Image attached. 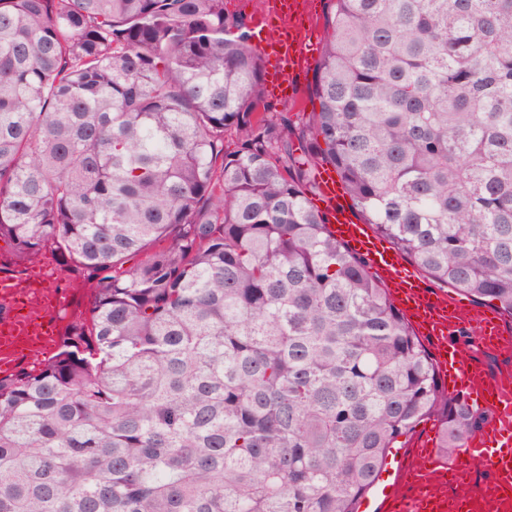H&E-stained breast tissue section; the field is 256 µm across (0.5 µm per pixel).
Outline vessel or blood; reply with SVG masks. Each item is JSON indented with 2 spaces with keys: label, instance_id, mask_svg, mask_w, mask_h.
<instances>
[{
  "label": "vessel or blood",
  "instance_id": "vessel-or-blood-1",
  "mask_svg": "<svg viewBox=\"0 0 512 512\" xmlns=\"http://www.w3.org/2000/svg\"><path fill=\"white\" fill-rule=\"evenodd\" d=\"M279 11L283 16L279 37L259 45L258 50L268 64L272 85L294 87L308 67L303 31L297 22L299 0H281ZM316 179L317 199L337 238L366 259L416 331L437 341L434 360L449 391H468L479 407L495 414L449 460L439 458L427 441L416 442L413 461L396 463L395 480L403 489L389 494L386 512H471L470 501L484 499L492 488L512 498V381L491 376L481 363L462 356L448 341L450 335L464 331L482 349L500 343L501 354L508 356L512 354V330L496 316L430 290L418 274L405 269L400 254L386 240L372 234L340 202L333 170H318ZM19 284L17 278L0 277V306L6 310L0 318V362L5 364L18 358L21 345L38 350L58 341L56 316L61 304L47 300L41 314L18 313ZM477 461L489 472V485H473L472 467Z\"/></svg>",
  "mask_w": 512,
  "mask_h": 512
}]
</instances>
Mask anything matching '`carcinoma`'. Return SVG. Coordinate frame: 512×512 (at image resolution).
<instances>
[{
  "mask_svg": "<svg viewBox=\"0 0 512 512\" xmlns=\"http://www.w3.org/2000/svg\"><path fill=\"white\" fill-rule=\"evenodd\" d=\"M329 2L292 115L226 0H0V236L94 295L0 378V512H358L484 422L310 196L512 316V0ZM318 2L315 11H313L310 16L309 21L304 23L305 27L310 29L312 32V41L315 43L318 42L317 50L309 53V56L313 58L312 65L309 67L307 71V76L304 80V84L298 89L296 97H294L295 91L293 94L289 93L288 98L281 97L278 95H268L269 101H272L277 104L279 110L284 108L290 109V112H305L308 114L313 109H318V103L316 100H313L310 91L308 89V85L312 81L313 77V67L315 62L318 60L320 55V50L322 45L327 37V29L325 26V15L327 13L329 2L328 0H315Z\"/></svg>",
  "mask_w": 512,
  "mask_h": 512,
  "instance_id": "cac0c4a2",
  "label": "carcinoma"
}]
</instances>
